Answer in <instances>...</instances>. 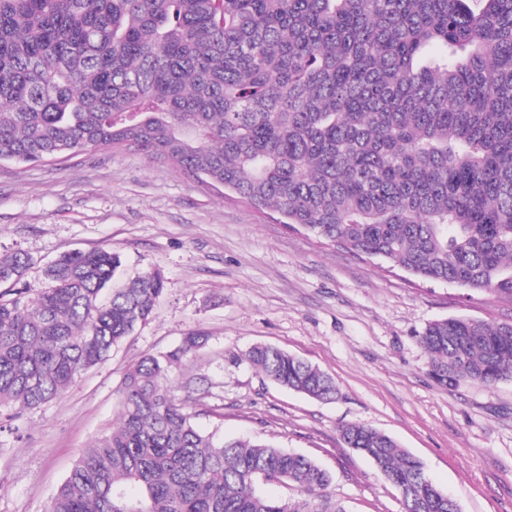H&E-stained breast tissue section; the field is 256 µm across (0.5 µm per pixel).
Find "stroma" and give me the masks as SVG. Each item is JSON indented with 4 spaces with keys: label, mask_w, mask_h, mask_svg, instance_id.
<instances>
[{
    "label": "stroma",
    "mask_w": 512,
    "mask_h": 512,
    "mask_svg": "<svg viewBox=\"0 0 512 512\" xmlns=\"http://www.w3.org/2000/svg\"><path fill=\"white\" fill-rule=\"evenodd\" d=\"M100 247L121 255L115 285L157 271L165 291L149 319L64 393L17 420L0 417V512H47L82 450L110 430L127 371L190 331L208 342L173 377L197 425L311 458L332 473L330 490L349 512L403 506L343 442L348 424L396 440L461 512H512V380L440 384L418 342L449 317L512 322V302L290 229L277 212L132 149L0 162V254L30 257L26 283L47 287L44 270L61 254ZM257 343L328 373L335 400L271 383L247 359Z\"/></svg>",
    "instance_id": "obj_1"
}]
</instances>
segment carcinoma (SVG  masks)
<instances>
[{"label": "carcinoma", "mask_w": 512, "mask_h": 512, "mask_svg": "<svg viewBox=\"0 0 512 512\" xmlns=\"http://www.w3.org/2000/svg\"><path fill=\"white\" fill-rule=\"evenodd\" d=\"M170 163L257 210L425 281L512 301V0H0V161L96 148ZM0 255V411L61 395L153 313L164 278L110 288L119 253H65L24 282ZM418 341L441 384L512 379V322L451 317ZM189 332L125 375L112 431L48 512H348L331 474L201 431L172 370ZM250 362L319 400L333 379L272 345ZM403 512H460L388 435L342 427ZM262 482L294 488L273 499Z\"/></svg>", "instance_id": "cac0c4a2"}]
</instances>
